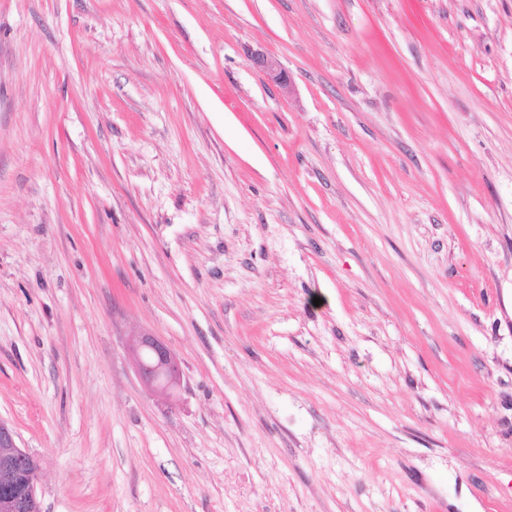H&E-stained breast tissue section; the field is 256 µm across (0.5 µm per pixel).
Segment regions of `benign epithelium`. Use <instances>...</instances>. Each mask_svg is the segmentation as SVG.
<instances>
[{
  "instance_id": "7a95c632",
  "label": "benign epithelium",
  "mask_w": 512,
  "mask_h": 512,
  "mask_svg": "<svg viewBox=\"0 0 512 512\" xmlns=\"http://www.w3.org/2000/svg\"><path fill=\"white\" fill-rule=\"evenodd\" d=\"M268 77L284 86L288 77L273 59L263 61ZM137 374L147 390L166 396L181 386L182 371L177 356L158 337L146 332L129 341ZM38 459L19 447L13 430L0 421V512H44L37 490Z\"/></svg>"
}]
</instances>
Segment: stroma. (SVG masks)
I'll return each mask as SVG.
<instances>
[{
  "mask_svg": "<svg viewBox=\"0 0 512 512\" xmlns=\"http://www.w3.org/2000/svg\"><path fill=\"white\" fill-rule=\"evenodd\" d=\"M0 420L45 512H512V0H0ZM128 349L136 372L150 393L166 396L181 386L180 362L157 336L146 332L132 335Z\"/></svg>",
  "mask_w": 512,
  "mask_h": 512,
  "instance_id": "1",
  "label": "stroma"
}]
</instances>
